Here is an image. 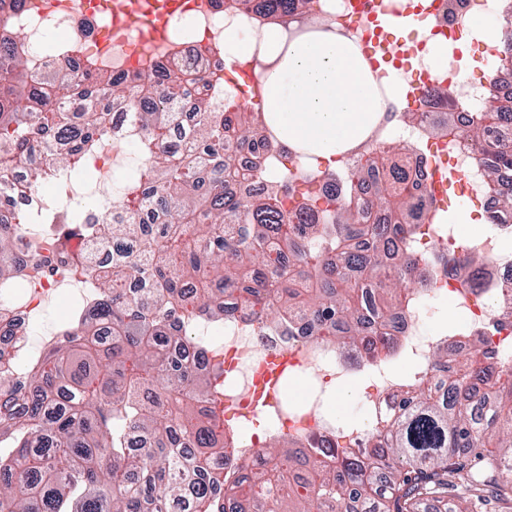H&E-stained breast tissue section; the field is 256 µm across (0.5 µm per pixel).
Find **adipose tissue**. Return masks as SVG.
<instances>
[{"instance_id": "ef3b65f1", "label": "adipose tissue", "mask_w": 512, "mask_h": 512, "mask_svg": "<svg viewBox=\"0 0 512 512\" xmlns=\"http://www.w3.org/2000/svg\"><path fill=\"white\" fill-rule=\"evenodd\" d=\"M278 65L266 77V110L282 136L330 160L369 127L381 107L370 67L357 45L334 33L284 41L271 32Z\"/></svg>"}]
</instances>
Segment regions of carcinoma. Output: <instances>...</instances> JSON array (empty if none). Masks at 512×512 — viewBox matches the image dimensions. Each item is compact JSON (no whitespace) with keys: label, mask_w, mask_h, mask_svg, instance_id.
Masks as SVG:
<instances>
[{"label":"carcinoma","mask_w":512,"mask_h":512,"mask_svg":"<svg viewBox=\"0 0 512 512\" xmlns=\"http://www.w3.org/2000/svg\"><path fill=\"white\" fill-rule=\"evenodd\" d=\"M312 0H257L271 19L292 25ZM19 31L0 27V197L16 191L12 172L45 174L33 160L70 168L99 148L106 113L124 106L145 134L150 172L119 200L112 222L48 213L70 274L94 285L97 304L80 309L73 334L43 350L13 387L0 380V512H419L425 498L463 487L476 499L512 501V379L489 377L484 337L448 359L441 345L432 379L398 389L397 409L368 435L369 447L334 462L310 459L285 440L251 457L237 485L218 491L216 449L242 446L224 422V361L201 363L197 341L175 319L188 307L224 320L236 310L288 330L316 327L340 349L374 361L377 336L402 317L412 288L428 284L418 258L401 248L448 213L406 187L407 173L380 143L365 148L353 178L364 198L302 194L287 209L277 188L242 190L249 179L226 145L243 148L263 133L264 112L242 108L241 90L213 110L208 91L227 81L197 70H160L150 79L73 70L34 79L15 52ZM191 108L192 123L181 121ZM512 122V96L488 98L463 135L492 154L487 187L512 174V139L486 143L484 129ZM282 174L313 178V164L280 154ZM321 223L303 224L302 207ZM309 230L324 250L301 249L288 229ZM0 224V283L24 259ZM306 287L300 288L298 284ZM485 388L480 399L477 390Z\"/></svg>","instance_id":"carcinoma-1"}]
</instances>
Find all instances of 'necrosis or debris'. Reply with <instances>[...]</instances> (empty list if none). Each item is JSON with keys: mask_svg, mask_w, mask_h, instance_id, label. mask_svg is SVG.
Instances as JSON below:
<instances>
[{"mask_svg": "<svg viewBox=\"0 0 512 512\" xmlns=\"http://www.w3.org/2000/svg\"><path fill=\"white\" fill-rule=\"evenodd\" d=\"M350 3L351 0H314V9L302 22V29L339 33L362 43L363 27L347 23ZM477 8L496 14L502 27L512 29V0H444L441 12L428 18L425 27L429 40H439L447 50L445 80L433 77L436 60L427 42L420 43L411 57L394 62L392 75L401 83L410 85L425 77L431 78L432 83L413 108L405 100L383 97L381 110L365 140L401 141L406 147L403 162L411 183L429 181L439 153L446 157L451 170L462 176L467 195L482 208L483 223L462 241L444 224L436 225L434 235L453 246L455 273L459 278L468 275L466 257H488L489 262L479 275L481 288H460L449 293L448 261L432 257L425 277L437 280V287L413 291L402 321L387 331L394 338V345L385 359L370 363L357 351L341 353L335 345L321 339L291 335L284 327L236 313L225 315L219 324L194 317L179 325L181 331L203 339L206 361H213L218 353L227 360L224 406L228 409L246 408L255 389L257 369L269 355L294 353L295 361L288 374L305 382L307 390L299 406H279L270 430L300 442L316 456L363 447L366 439L365 428L341 426L329 414V384L361 377L362 407L369 421L380 420L390 411L392 396L401 381L429 375L441 343V332L434 327L433 320L447 299H454L461 314L460 328L484 336L487 364L499 370L512 362V344L496 333L500 327L512 332V311L494 302L495 290L512 283V255L500 249L502 241L512 237V219L499 213L496 195L486 186L481 156L460 134L482 111L488 96L512 82V72L507 70L491 69L476 80L461 76L457 70L455 45L462 35H469L474 45L483 47L489 56L500 54L499 42H488L481 33L469 32L468 17ZM6 15L11 26L22 33L19 53L28 58L37 74L49 62L63 70L77 66L93 73L104 71L114 75L134 69L150 75L171 64L220 73L224 70V32L229 28L247 36L251 59L270 58L266 46L269 23L251 0H239L237 7L229 11L224 8V0H208L206 6L169 22L164 41L142 46L137 43V32L126 29L113 30L110 40L102 41L107 15L87 13L83 0H54L49 7L23 0L20 7L7 10ZM448 108L455 114L453 128H433L436 113ZM412 109L420 116L413 123L405 118ZM142 140L139 129L131 127L127 119L117 118L95 152V165L112 183L110 203H117L131 170H145ZM75 195L73 175L54 169L49 179L28 185L11 201L0 202V222L11 226L25 259L16 282L0 284V304H5V318L13 326L12 335L0 338V350L13 360V374H20L24 363L39 350L60 340L56 330L36 340L31 333L53 285L71 280L51 250L53 225L34 224L30 218L38 213L70 209Z\"/></svg>", "mask_w": 512, "mask_h": 512, "instance_id": "4bbe7bcc", "label": "necrosis or debris"}]
</instances>
